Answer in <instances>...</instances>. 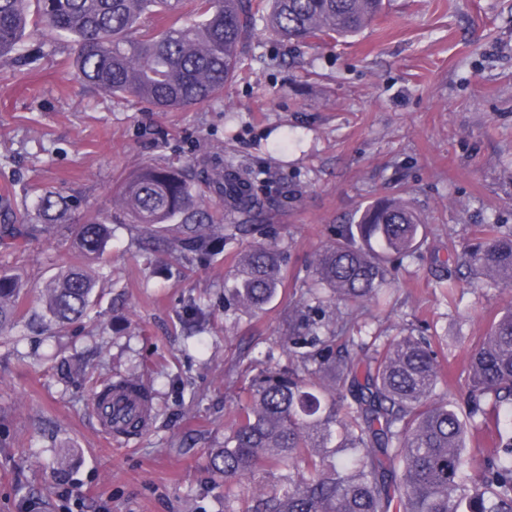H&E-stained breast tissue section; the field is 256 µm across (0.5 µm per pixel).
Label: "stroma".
I'll list each match as a JSON object with an SVG mask.
<instances>
[{
  "label": "stroma",
  "instance_id": "1",
  "mask_svg": "<svg viewBox=\"0 0 512 512\" xmlns=\"http://www.w3.org/2000/svg\"><path fill=\"white\" fill-rule=\"evenodd\" d=\"M346 41L282 40L258 30L222 101L152 112L79 82L70 43L30 31L31 65L0 60V222L50 189L71 200L66 225L38 229L14 260L29 293L73 261L69 225L111 210L116 186L150 164L194 171L233 159L260 173L279 205L224 214V251L175 259L143 250L137 224H116L99 300L64 335L18 326L0 342V512H224V481L207 467L224 445L247 364L284 360L288 312L337 225L377 199L404 196L428 225L418 259L392 266L385 305L346 306L363 358L374 338L427 331L450 360L464 405L474 337L512 305L511 288H480L461 263L485 225L512 229V0H385ZM285 257V289L259 314L225 303L238 254L256 243ZM449 269L453 293L438 284ZM206 298L195 336L179 321ZM118 378L148 371L153 419L107 440L88 389L63 373Z\"/></svg>",
  "mask_w": 512,
  "mask_h": 512
}]
</instances>
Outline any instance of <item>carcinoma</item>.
Listing matches in <instances>:
<instances>
[{
  "label": "carcinoma",
  "instance_id": "carcinoma-1",
  "mask_svg": "<svg viewBox=\"0 0 512 512\" xmlns=\"http://www.w3.org/2000/svg\"><path fill=\"white\" fill-rule=\"evenodd\" d=\"M0 0V59L12 57L28 28L73 44L66 66L90 87L158 110L219 101L241 72L258 25L288 40L357 35L382 12L383 0ZM158 17L159 25L145 20ZM259 174L230 161L190 178L173 163L151 165L119 189L115 205L153 232L178 225V245L214 258L224 236L214 224L228 205L241 214L263 208ZM219 200L208 213L210 191ZM67 197L45 189L32 212L59 224ZM113 215L90 214L74 230L77 262L38 291L42 315L57 331L82 319L95 299L90 260H108ZM32 225L0 226V251L20 257ZM427 225L401 197L366 206L336 227L313 261L315 283L339 303L379 299L389 265L417 256ZM478 286H512V231L496 224L464 250ZM284 259L256 243L239 259L235 304L261 311L278 295ZM27 289L0 267V334L20 323ZM323 303L317 288L300 295L285 337L289 364L264 365L248 378L224 447L208 466L224 478V512H512V306L493 320L469 354L464 373L468 414L439 393L443 361L433 338L407 334L361 365L334 350L336 326L309 312ZM492 430L490 449L468 448L470 434ZM259 473L270 488L243 497L232 489Z\"/></svg>",
  "mask_w": 512,
  "mask_h": 512
}]
</instances>
